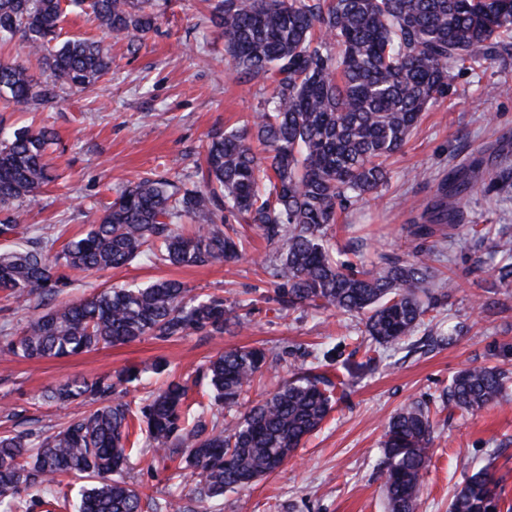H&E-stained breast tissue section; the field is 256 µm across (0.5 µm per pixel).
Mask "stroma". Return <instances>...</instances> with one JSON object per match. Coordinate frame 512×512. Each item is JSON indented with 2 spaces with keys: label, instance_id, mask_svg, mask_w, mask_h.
Here are the masks:
<instances>
[{
  "label": "stroma",
  "instance_id": "35a3bbf8",
  "mask_svg": "<svg viewBox=\"0 0 512 512\" xmlns=\"http://www.w3.org/2000/svg\"><path fill=\"white\" fill-rule=\"evenodd\" d=\"M512 82V63L461 71L447 98L432 103L403 150L387 162L390 179L378 199L341 214L333 231L336 255L364 256L381 264L436 247L437 268L456 280L439 297L414 335L375 354L356 344L361 317L299 308L277 310L266 302L270 277L260 266L274 248L244 227L248 248L242 259L219 266L174 267L140 260L108 274L73 278L66 296H90L105 286L176 279L193 294H219L252 302L248 327L217 336L192 334L174 341L150 336L89 353L40 361L0 354V430L23 431L31 420L54 426L64 416L85 412L82 404L61 411L39 403L45 388L66 377L92 379L135 366L142 378L128 400L171 380H191L192 412L210 398L196 380L208 359L231 348L261 347L268 370L249 391L256 402L292 375L294 367H318L339 379L334 409L321 429L306 438L288 463L249 488L219 501L190 500L191 512H385L381 442L400 408L419 403L435 413L430 461L418 512H448L466 477L491 467L512 505V387L503 399L477 412L454 407L448 385L462 369L497 366L512 372V281L499 282L485 270L499 262L491 240L472 238L469 225L491 231L512 227V200L494 185L502 156H512V94L496 93ZM258 87L224 69V39L209 20L204 0H168L158 26L137 52L126 42L112 45V70L89 90L60 87L56 98L33 112L0 102V129L10 133L35 126L51 129L50 183L25 202L27 226L47 238H72L97 222L118 189L149 172L170 171L192 178L208 135L243 129L258 108ZM473 169L472 191L460 201L463 229L423 240L413 235L421 206L448 171ZM165 361L155 372L156 361ZM128 479L148 496H188L198 476L148 445L131 457Z\"/></svg>",
  "mask_w": 512,
  "mask_h": 512
}]
</instances>
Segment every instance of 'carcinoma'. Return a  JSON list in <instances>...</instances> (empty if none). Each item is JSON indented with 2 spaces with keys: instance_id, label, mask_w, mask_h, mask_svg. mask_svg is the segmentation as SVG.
<instances>
[{
  "instance_id": "carcinoma-1",
  "label": "carcinoma",
  "mask_w": 512,
  "mask_h": 512,
  "mask_svg": "<svg viewBox=\"0 0 512 512\" xmlns=\"http://www.w3.org/2000/svg\"><path fill=\"white\" fill-rule=\"evenodd\" d=\"M164 0H0V43L19 35L46 73L0 62V99L38 109L63 85L86 89L112 69L109 49L90 39L59 41L65 12L91 16L110 37L137 45L154 30ZM210 19L224 38L226 70L265 90L251 132L208 137L202 184L189 187L150 174L123 188L99 222L59 251L40 235L0 251V289L19 305L45 307L3 351L28 360L63 358L137 341L224 333L248 323L220 295H189L177 280L109 287L55 304L71 274H99L149 258L156 264L211 266L237 259L233 225H254L277 246L262 263L282 309L312 307L362 313L365 333L387 345L412 335L429 311L433 248L358 270L335 257L329 230L337 210L377 197L386 160L399 152L430 103L448 96L455 71L512 57V0H211ZM45 128L0 139V237L22 229L23 203L50 181ZM472 186L467 168L439 181L414 235L461 221L448 199ZM195 225L185 232L181 223ZM263 349L235 348L209 360L211 405L231 412L263 372ZM139 371L124 368L89 381L71 376L45 389L44 402L80 401L89 413L59 430L41 427L0 435V512H32L60 497L64 477L90 478L76 512H185L182 499H144L125 476L130 429L162 451L181 453L199 481L198 501L250 487L283 466L332 410L331 382L296 372L264 401L226 425L200 415L189 422V386L172 380L134 407L124 400ZM506 372L472 367L448 387L451 403L478 411L497 401ZM434 422L410 404L386 426L384 494L388 512H415L430 459ZM499 480L485 467L456 491L448 512H501Z\"/></svg>"
}]
</instances>
